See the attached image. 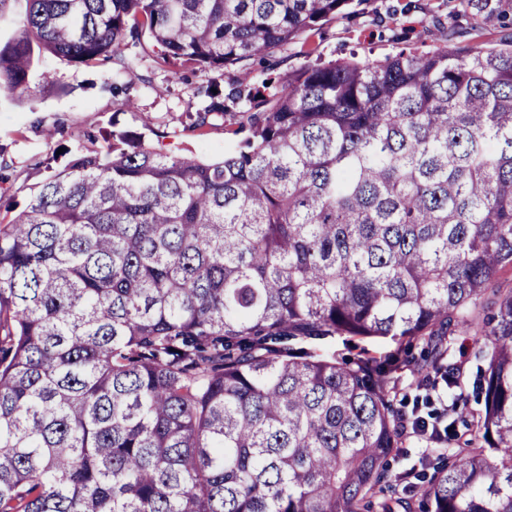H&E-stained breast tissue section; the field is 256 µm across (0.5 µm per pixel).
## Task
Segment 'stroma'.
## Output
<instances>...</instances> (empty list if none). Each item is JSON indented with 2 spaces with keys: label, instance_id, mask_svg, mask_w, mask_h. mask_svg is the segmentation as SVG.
Listing matches in <instances>:
<instances>
[{
  "label": "stroma",
  "instance_id": "35a3bbf8",
  "mask_svg": "<svg viewBox=\"0 0 512 512\" xmlns=\"http://www.w3.org/2000/svg\"><path fill=\"white\" fill-rule=\"evenodd\" d=\"M458 0H364L351 5L346 15L326 22L305 44L273 51L271 69L263 70L274 84L287 83L289 74L304 59L322 61L356 58L381 61L403 49L428 51L445 43L459 48L497 46L512 41V29L487 24L460 23L455 28L432 25V16H447ZM242 66L203 73L162 60L154 68L131 67L116 72L111 64H78L44 54L36 57L29 84L36 98H0V175L9 193L0 198V219L8 207L22 208L31 187L51 171L63 168L77 148L106 154L112 136L123 133L143 138L151 147L175 154L219 158L234 150L243 120L235 104L224 115L212 117L208 126L190 129V118L201 108L200 86L216 83L230 92L233 77ZM373 356L395 355L404 367L398 372L395 408L413 407L418 393V367L424 366L423 345L392 341L371 344ZM485 341L459 332L443 346L441 365L459 369L457 392L462 399L455 413L457 438L451 445L428 444L408 437L390 473L389 493L405 496L402 474L423 470L438 459L453 461L458 449L477 436L474 420L482 405L475 390L486 360Z\"/></svg>",
  "mask_w": 512,
  "mask_h": 512
}]
</instances>
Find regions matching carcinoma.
<instances>
[{"label":"carcinoma","instance_id":"1","mask_svg":"<svg viewBox=\"0 0 512 512\" xmlns=\"http://www.w3.org/2000/svg\"><path fill=\"white\" fill-rule=\"evenodd\" d=\"M352 0H28L34 52L203 71L265 61ZM512 28V0L452 21ZM208 98L190 128L224 114ZM215 160L91 151L0 224V512H395L398 369L288 347L468 332L512 268V47L304 64L242 89ZM482 446L421 476L426 512H512V290L495 294Z\"/></svg>","mask_w":512,"mask_h":512}]
</instances>
